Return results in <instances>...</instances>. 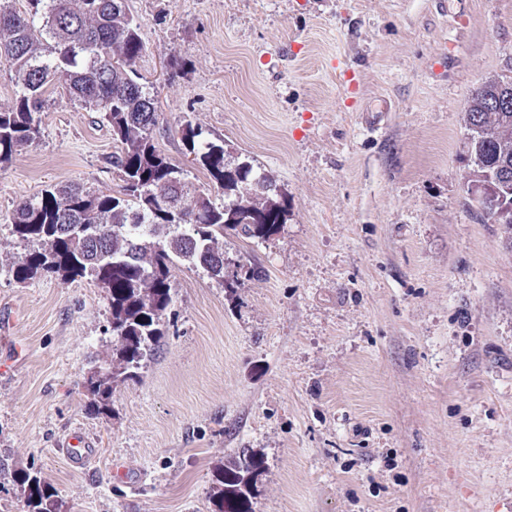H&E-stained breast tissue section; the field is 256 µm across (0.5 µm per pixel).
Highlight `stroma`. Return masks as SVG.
<instances>
[{
	"label": "stroma",
	"mask_w": 512,
	"mask_h": 512,
	"mask_svg": "<svg viewBox=\"0 0 512 512\" xmlns=\"http://www.w3.org/2000/svg\"><path fill=\"white\" fill-rule=\"evenodd\" d=\"M157 149L210 189L182 126L276 182L288 220L224 238L235 287L174 270L168 333L107 410L94 280L17 283L16 205L122 184L99 113L52 87L39 136L0 166V512L35 467L57 512H214L224 469L258 465L250 512H507L512 244L466 190L473 91L512 78V0H125ZM82 427L98 456L57 449ZM125 467L134 485L111 479Z\"/></svg>",
	"instance_id": "1"
}]
</instances>
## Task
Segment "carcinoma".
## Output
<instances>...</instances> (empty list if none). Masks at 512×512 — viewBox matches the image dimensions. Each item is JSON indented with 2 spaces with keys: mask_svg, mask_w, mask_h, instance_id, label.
Masks as SVG:
<instances>
[{
  "mask_svg": "<svg viewBox=\"0 0 512 512\" xmlns=\"http://www.w3.org/2000/svg\"><path fill=\"white\" fill-rule=\"evenodd\" d=\"M143 50L125 0H27L22 12L0 0V60L14 71L18 86L11 102L0 107V165L39 135V114L54 84L73 103L100 113L121 144L112 155L124 176L120 191L57 184L20 202L12 217L15 232L39 244L12 263L17 281L88 276L109 295L115 362L88 384L100 403L112 396L114 383L137 377L166 335L173 265L200 267L226 285V231L265 240L278 233L287 213L270 176L248 161L228 166L224 146L191 122L182 128L184 144L224 193V204L203 190L188 196L183 171L154 143V96L131 77ZM505 93L512 96V80H491L469 101L466 124L477 122L481 129L469 137V186L500 162L512 163V112L484 111L488 99ZM229 471L234 481L218 479L216 512H241L239 465ZM16 479L29 512H56L54 488L34 469L18 471Z\"/></svg>",
  "mask_w": 512,
  "mask_h": 512,
  "instance_id": "obj_1",
  "label": "carcinoma"
}]
</instances>
